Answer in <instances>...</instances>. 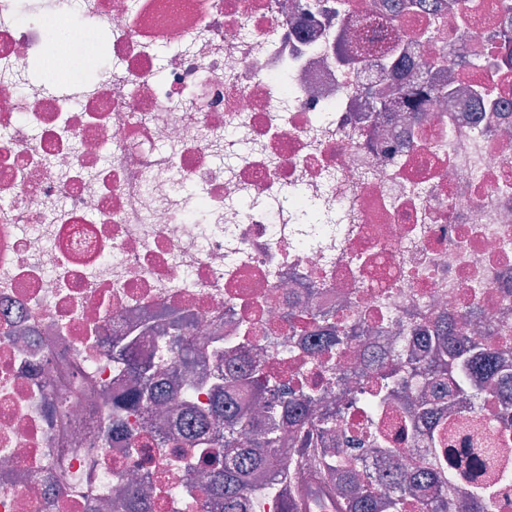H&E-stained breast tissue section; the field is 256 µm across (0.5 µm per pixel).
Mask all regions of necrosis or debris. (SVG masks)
<instances>
[{
	"mask_svg": "<svg viewBox=\"0 0 512 512\" xmlns=\"http://www.w3.org/2000/svg\"><path fill=\"white\" fill-rule=\"evenodd\" d=\"M50 45L87 75H30ZM169 307L204 363L160 409L112 340L168 372ZM318 311L369 323L348 367L443 315L494 323L512 365V0H0V512H134L139 480L197 512L174 436L258 341L263 373L327 394L337 458L385 426L429 466L308 352Z\"/></svg>",
	"mask_w": 512,
	"mask_h": 512,
	"instance_id": "4bbe7bcc",
	"label": "necrosis or debris"
}]
</instances>
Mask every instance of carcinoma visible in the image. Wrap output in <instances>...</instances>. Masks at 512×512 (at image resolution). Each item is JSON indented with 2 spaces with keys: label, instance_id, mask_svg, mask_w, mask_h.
Segmentation results:
<instances>
[{
  "label": "carcinoma",
  "instance_id": "1",
  "mask_svg": "<svg viewBox=\"0 0 512 512\" xmlns=\"http://www.w3.org/2000/svg\"><path fill=\"white\" fill-rule=\"evenodd\" d=\"M360 333L358 323L343 321L336 325L331 344L316 354L339 358L345 345ZM494 346L492 336H435L431 348L420 356L406 361L401 354L393 355L375 380L372 402L380 409L392 399L404 401L405 425L427 448L443 444L449 419L455 417L461 401L498 403L497 422L512 433V402L501 392L502 385L512 384V371L499 363ZM414 377L425 380V386L409 395V380ZM241 382L260 401L276 389L256 369L224 375L226 384ZM280 386L290 408L288 415L270 406L259 418L234 407L223 387L216 386L211 414L224 416V430L213 439L212 454L201 461L206 475L202 498L223 512H254L264 498L293 503L300 490L297 478L307 461L340 505V512H407L414 502L418 512H492L499 489L512 483V470L507 468L491 470L479 481H464L454 472L445 479L436 463L427 469L403 468L395 462V449L382 447L377 438L336 461L337 414L320 410L319 398L313 394L296 396L285 381ZM370 451L389 460L388 465L370 467L364 461Z\"/></svg>",
  "mask_w": 512,
  "mask_h": 512
}]
</instances>
